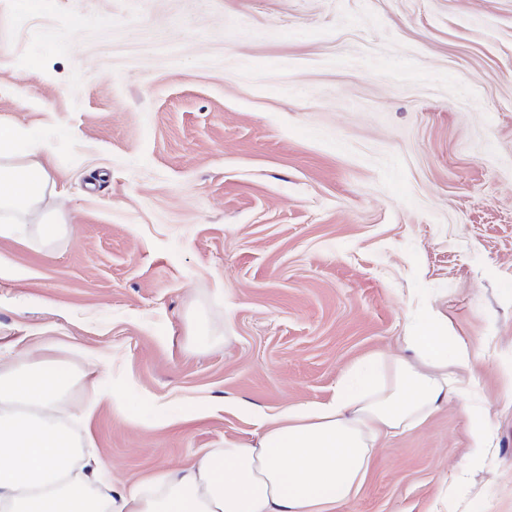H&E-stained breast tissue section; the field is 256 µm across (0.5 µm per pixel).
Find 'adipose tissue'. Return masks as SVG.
Returning <instances> with one entry per match:
<instances>
[{
  "label": "adipose tissue",
  "instance_id": "1",
  "mask_svg": "<svg viewBox=\"0 0 512 512\" xmlns=\"http://www.w3.org/2000/svg\"><path fill=\"white\" fill-rule=\"evenodd\" d=\"M41 136L0 125V237L62 232L22 219L56 187L39 157ZM412 358L380 355L349 369L334 402L287 408L254 442L225 440L191 464L105 486L95 460L73 468L76 443L58 413L69 374L27 357L0 356V506L6 512H334L354 498L384 436L421 425L471 379V356L437 315L405 336Z\"/></svg>",
  "mask_w": 512,
  "mask_h": 512
}]
</instances>
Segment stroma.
<instances>
[{
    "mask_svg": "<svg viewBox=\"0 0 512 512\" xmlns=\"http://www.w3.org/2000/svg\"><path fill=\"white\" fill-rule=\"evenodd\" d=\"M0 124L45 139L66 226L0 238V346L73 377L113 484L332 400L431 309L472 397L336 512H512V0H0ZM90 368L123 413L81 420Z\"/></svg>",
    "mask_w": 512,
    "mask_h": 512,
    "instance_id": "1",
    "label": "stroma"
}]
</instances>
